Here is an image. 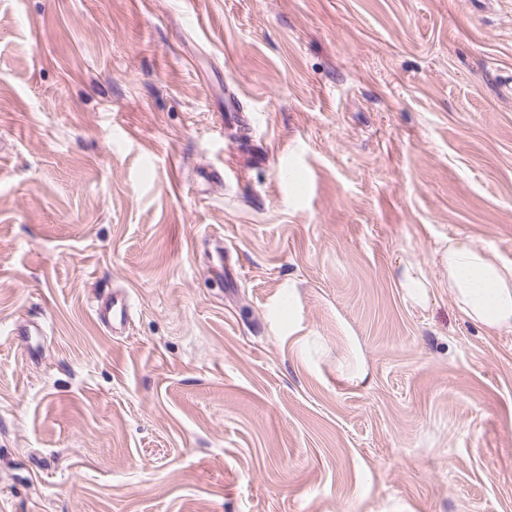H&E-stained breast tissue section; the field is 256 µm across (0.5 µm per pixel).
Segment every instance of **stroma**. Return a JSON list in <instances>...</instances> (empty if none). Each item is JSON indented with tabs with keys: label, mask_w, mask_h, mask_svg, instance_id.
Masks as SVG:
<instances>
[{
	"label": "stroma",
	"mask_w": 512,
	"mask_h": 512,
	"mask_svg": "<svg viewBox=\"0 0 512 512\" xmlns=\"http://www.w3.org/2000/svg\"><path fill=\"white\" fill-rule=\"evenodd\" d=\"M452 239L512 266V0H0V512H512ZM403 297L414 305H426L430 298L431 283L423 268L418 264L408 262L399 279ZM128 309V297L125 294L112 292V297L109 299L108 304L104 303L101 308V316L114 328L116 324L122 325L126 322ZM349 343L350 354L336 364V382L345 387H356L364 383L367 372L356 341L350 339Z\"/></svg>",
	"instance_id": "1"
}]
</instances>
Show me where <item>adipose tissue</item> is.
I'll use <instances>...</instances> for the list:
<instances>
[{"label":"adipose tissue","instance_id":"adipose-tissue-1","mask_svg":"<svg viewBox=\"0 0 512 512\" xmlns=\"http://www.w3.org/2000/svg\"><path fill=\"white\" fill-rule=\"evenodd\" d=\"M439 262L448 275V290L468 320L488 330L512 326V268L454 240Z\"/></svg>","mask_w":512,"mask_h":512}]
</instances>
